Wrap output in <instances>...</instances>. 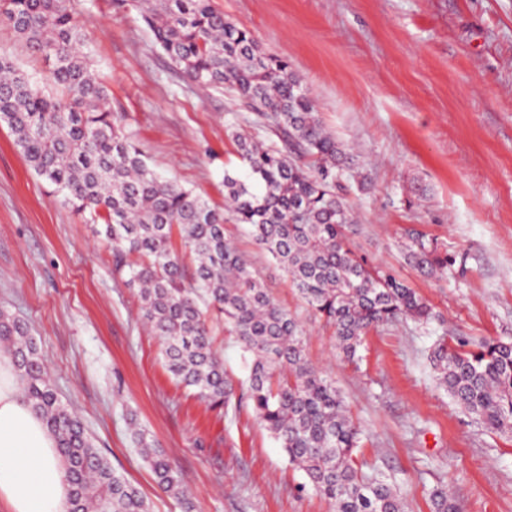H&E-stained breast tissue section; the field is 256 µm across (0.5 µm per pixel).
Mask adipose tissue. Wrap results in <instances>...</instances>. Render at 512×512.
Wrapping results in <instances>:
<instances>
[{"instance_id": "1", "label": "adipose tissue", "mask_w": 512, "mask_h": 512, "mask_svg": "<svg viewBox=\"0 0 512 512\" xmlns=\"http://www.w3.org/2000/svg\"><path fill=\"white\" fill-rule=\"evenodd\" d=\"M68 497L56 440L0 359V502L9 512H67Z\"/></svg>"}]
</instances>
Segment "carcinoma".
<instances>
[{
	"instance_id": "cac0c4a2",
	"label": "carcinoma",
	"mask_w": 512,
	"mask_h": 512,
	"mask_svg": "<svg viewBox=\"0 0 512 512\" xmlns=\"http://www.w3.org/2000/svg\"><path fill=\"white\" fill-rule=\"evenodd\" d=\"M139 11L154 44L189 83L229 89L254 118L229 120L241 167L224 170L225 200L257 247L285 271L313 314L332 328L348 362L366 336L397 321L426 325L432 306L392 269L372 265L351 245L353 207L342 181L358 156L327 130L310 88L287 61L262 51L253 34L211 0H117ZM7 23L48 65L51 88L0 53V124L30 169L87 214L112 248V264L137 290L142 317L161 342L162 364L178 386L224 414L251 407L258 422L332 512H405L394 483L364 469L365 434L336 383L311 362L299 321L276 303L248 257L224 236V212L157 174L130 140L122 115L83 51L70 0H0ZM284 136L285 147L264 132ZM405 260L427 275L456 263L435 236L405 230ZM223 322L248 361L239 383L212 339ZM15 365L26 400L58 442L70 486L67 512H151L139 488L112 468L78 417L58 397L28 325L0 309V358ZM430 364L439 387L493 433L512 434V341L448 343L438 337ZM158 486L194 512L171 459L136 427ZM433 512H461L444 487Z\"/></svg>"
}]
</instances>
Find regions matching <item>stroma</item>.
Returning <instances> with one entry per match:
<instances>
[{"mask_svg":"<svg viewBox=\"0 0 512 512\" xmlns=\"http://www.w3.org/2000/svg\"><path fill=\"white\" fill-rule=\"evenodd\" d=\"M305 81L326 125L361 166L347 198L360 255L393 269L430 303L427 325L371 332L359 365L284 270L226 218L224 234L301 322L313 364L335 379L367 440L360 457L393 479L408 512L450 487L465 512H512V437L492 433L437 387V335L512 338V0H213ZM84 50L125 130L161 175L224 209L238 166L227 118L251 112L173 71L137 12L72 0ZM415 226L456 258L445 277L403 259ZM0 308L32 327L61 399L152 512H182L131 442L130 418L175 460L195 512H330L250 408L224 416L172 381L159 339L112 268L109 244L27 166L0 125Z\"/></svg>","mask_w":512,"mask_h":512,"instance_id":"stroma-1","label":"stroma"}]
</instances>
